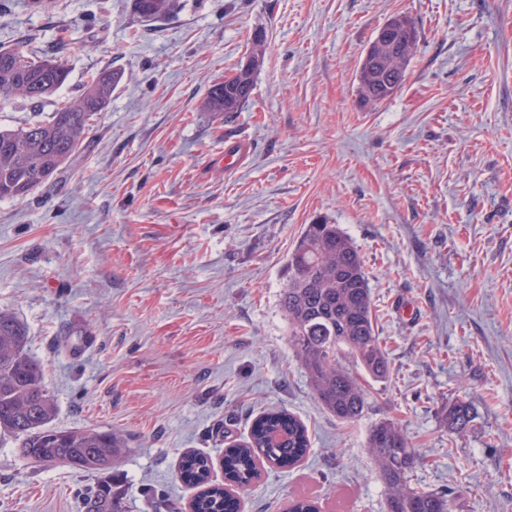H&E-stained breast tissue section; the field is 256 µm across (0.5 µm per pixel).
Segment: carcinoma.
<instances>
[{
	"mask_svg": "<svg viewBox=\"0 0 512 512\" xmlns=\"http://www.w3.org/2000/svg\"><path fill=\"white\" fill-rule=\"evenodd\" d=\"M176 0H132L134 14L143 22L158 20L175 10ZM389 38H375L358 70L359 95L366 104L391 97L402 85L415 48L417 32L404 16L388 19L380 28ZM23 48L0 49V100L21 98L33 104L53 95L68 79V71L53 59H27ZM260 66L254 53L227 81L212 86L204 103L208 112L228 117L249 101ZM123 73H94L81 91L46 120L17 129L0 128V200L27 196L47 182L82 146L90 117L102 111L120 84ZM281 305L288 321L289 340L308 375L321 406L337 419L359 420L367 407L366 393L341 361L348 354L374 379L388 372V359L376 334L371 288L361 256L337 224L319 218L305 225L288 259V282ZM28 332L13 314L0 310V434L21 439L18 452L36 466L64 464L76 470L105 474L85 498V512H119L112 491V461L124 447L110 432L59 430L49 426L54 412L40 367L26 353ZM448 425L457 431L472 422L470 407L457 402L445 411ZM310 447L305 425L294 415L272 411L258 416L249 437L224 453V477L237 486L255 478L261 457L280 466L299 463ZM368 448L386 488V512H453L444 494L412 488L408 474L419 458L398 424H375ZM211 460L188 452L178 473L199 489L195 512H236L235 498L211 483Z\"/></svg>",
	"mask_w": 512,
	"mask_h": 512,
	"instance_id": "1",
	"label": "carcinoma"
}]
</instances>
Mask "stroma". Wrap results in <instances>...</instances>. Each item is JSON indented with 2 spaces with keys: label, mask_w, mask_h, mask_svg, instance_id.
<instances>
[{
  "label": "stroma",
  "mask_w": 512,
  "mask_h": 512,
  "mask_svg": "<svg viewBox=\"0 0 512 512\" xmlns=\"http://www.w3.org/2000/svg\"><path fill=\"white\" fill-rule=\"evenodd\" d=\"M414 22L403 85L361 103L357 71L391 17ZM265 47L249 103L203 109ZM56 57L69 79L0 127L47 117L92 72L123 71L82 149L0 200V309L28 331L52 426L110 432L123 512H187L183 453L224 481L229 443L261 413L308 428L294 467L264 463L242 512H385L369 431L399 423L410 480L455 512H512V0H177L142 23L131 0H0V48ZM250 151L234 170L224 140ZM328 218L357 247L389 374L360 375L362 418L317 403L281 310L289 254ZM466 402L463 431L444 407ZM0 437V512H83L93 474L37 467Z\"/></svg>",
  "instance_id": "1"
}]
</instances>
